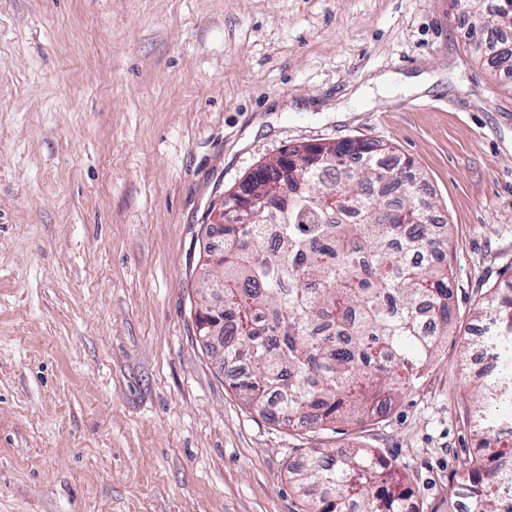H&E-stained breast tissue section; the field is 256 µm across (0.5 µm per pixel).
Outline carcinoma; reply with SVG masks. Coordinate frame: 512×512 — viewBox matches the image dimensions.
Returning <instances> with one entry per match:
<instances>
[{
    "mask_svg": "<svg viewBox=\"0 0 512 512\" xmlns=\"http://www.w3.org/2000/svg\"><path fill=\"white\" fill-rule=\"evenodd\" d=\"M472 21L467 39L497 67L512 58L501 48L512 13L485 14L464 0ZM385 150L360 139L296 146L253 172L250 194L265 193L269 174L282 184L275 208L257 204L246 224L224 225V252L206 253L200 280L208 316L201 336L224 339L228 383L246 405L275 409V422L315 428L360 421L388 411L404 391L395 365L416 373L432 362L453 323V269L448 225L431 216L422 176L388 164ZM224 282V312L209 305L210 284ZM494 313L493 335L506 367L474 387L480 403L478 448L450 484L468 512H512L495 471L512 468V422L498 408L512 399V281L482 305ZM366 448H315L290 471V485L312 512H409L412 478L381 469Z\"/></svg>",
    "mask_w": 512,
    "mask_h": 512,
    "instance_id": "carcinoma-1",
    "label": "carcinoma"
}]
</instances>
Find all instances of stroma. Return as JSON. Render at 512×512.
Segmentation results:
<instances>
[{
    "label": "stroma",
    "mask_w": 512,
    "mask_h": 512,
    "mask_svg": "<svg viewBox=\"0 0 512 512\" xmlns=\"http://www.w3.org/2000/svg\"><path fill=\"white\" fill-rule=\"evenodd\" d=\"M467 23L454 0H0V512H303L289 470L329 447L448 512L474 310L512 276V70ZM351 138L425 179L453 332L386 414L291 430L195 335L200 227L266 158Z\"/></svg>",
    "instance_id": "35a3bbf8"
}]
</instances>
